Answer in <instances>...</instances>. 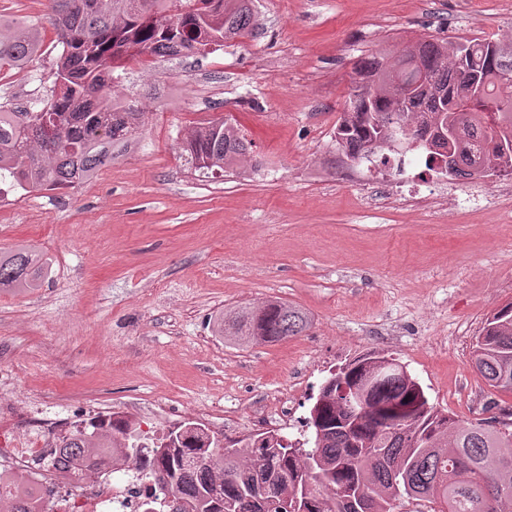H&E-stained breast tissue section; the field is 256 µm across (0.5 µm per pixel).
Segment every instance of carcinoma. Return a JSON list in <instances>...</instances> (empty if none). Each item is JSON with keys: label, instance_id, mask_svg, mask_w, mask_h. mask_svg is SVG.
Returning <instances> with one entry per match:
<instances>
[{"label": "carcinoma", "instance_id": "cac0c4a2", "mask_svg": "<svg viewBox=\"0 0 512 512\" xmlns=\"http://www.w3.org/2000/svg\"><path fill=\"white\" fill-rule=\"evenodd\" d=\"M253 0H51L50 23L61 53L46 104L36 112L0 106V179L25 192L72 187L93 179L112 161V145L137 133L142 113L130 98L112 97L114 73L130 60L177 57L221 46L235 31L253 28ZM38 30L0 19V70L22 69L39 56ZM512 45L488 38H430L416 42L394 68L370 56L359 65L336 125V154L360 164L381 144L419 151L425 166L450 177L474 174L470 162L442 164L426 146L428 131L460 125L479 136L476 150L489 165L512 174V76L496 59ZM478 77L481 99L496 107L485 125L464 104L452 112L426 87H453ZM250 144L233 124L209 121L182 146L188 167L207 179L247 158ZM43 256L20 246L0 251V290L33 291L50 274ZM307 313L267 300L219 314L216 335L258 344L299 336ZM396 358L374 352L338 368L320 388L306 418L312 439L292 444L277 432L224 449L205 425L187 422L148 444L136 425L118 415L78 425L56 444L57 462L84 475L107 471L116 457L136 454L140 475L163 492L177 512H395L407 499L436 512H512V429L490 423L458 427L430 406L422 387L392 367ZM472 364L488 385L512 392V304L487 319ZM313 446L304 447V444ZM6 512H53L3 483Z\"/></svg>", "mask_w": 512, "mask_h": 512}]
</instances>
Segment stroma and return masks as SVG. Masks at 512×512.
I'll list each match as a JSON object with an SVG mask.
<instances>
[{
	"label": "stroma",
	"mask_w": 512,
	"mask_h": 512,
	"mask_svg": "<svg viewBox=\"0 0 512 512\" xmlns=\"http://www.w3.org/2000/svg\"><path fill=\"white\" fill-rule=\"evenodd\" d=\"M255 11L243 37L115 80L146 115L105 175L0 200V251L23 245L51 262L42 288L0 292V401H17L1 434L123 412L149 437L188 420L248 436L250 406L275 407L301 376L305 418L330 373L372 351L397 358L459 424L512 415V393L471 364L486 320L512 303V223L492 208L408 222L377 198L428 181L465 199L468 180L381 167L349 181L334 141L361 58L431 36L505 40L512 0H255ZM49 13L50 0H0V17L41 38L38 60L0 71V103L19 112L41 108L54 81ZM222 116L255 160L203 181L181 145ZM272 298L308 313L303 335H212L217 313Z\"/></svg>",
	"instance_id": "stroma-1"
}]
</instances>
